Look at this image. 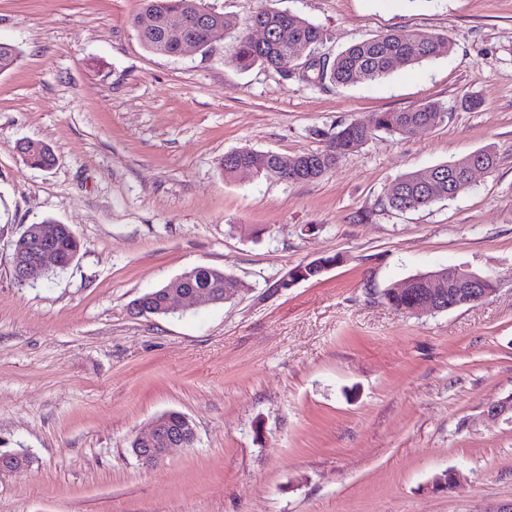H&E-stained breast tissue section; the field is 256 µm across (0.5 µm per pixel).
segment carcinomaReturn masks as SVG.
Returning a JSON list of instances; mask_svg holds the SVG:
<instances>
[{
	"mask_svg": "<svg viewBox=\"0 0 512 512\" xmlns=\"http://www.w3.org/2000/svg\"><path fill=\"white\" fill-rule=\"evenodd\" d=\"M252 25L265 27L268 39L259 45L249 36L235 37L229 55L242 69L259 64L287 73L295 61L324 37L322 28L290 11L261 10L252 16ZM133 26L146 49L167 56L178 54L181 43L188 40L195 41L202 49L207 48L214 32L222 34L234 28L228 17L206 11L203 0H144ZM449 50L445 37L421 31H397L356 43L332 61H322L317 79L342 86L373 82L396 70L395 60L402 67H412L433 61ZM20 54L17 46L0 43V71L12 67ZM447 116L445 106L429 102L406 111L381 112L368 127L357 121L345 123L337 131L326 134L327 146L322 150L287 157L271 151L241 148L224 155V175L235 176L245 170L256 177L310 182L335 168L341 158L359 151L377 132L409 137L419 127L436 126ZM23 160L31 166L48 168L54 165L55 155L49 146L39 142L34 148L23 150ZM469 160L467 156L426 171L404 174L396 183L400 194L386 195L384 206L407 212L457 197L470 187ZM52 245L60 258L59 271L67 269L81 250L80 241L66 224L56 227ZM177 284L185 288H209L227 300L246 288L235 276L204 265L190 269L183 273L182 280H171L164 287Z\"/></svg>",
	"mask_w": 512,
	"mask_h": 512,
	"instance_id": "cac0c4a2",
	"label": "carcinoma"
}]
</instances>
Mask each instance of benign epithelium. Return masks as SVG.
I'll use <instances>...</instances> for the list:
<instances>
[{
	"instance_id": "1",
	"label": "benign epithelium",
	"mask_w": 512,
	"mask_h": 512,
	"mask_svg": "<svg viewBox=\"0 0 512 512\" xmlns=\"http://www.w3.org/2000/svg\"><path fill=\"white\" fill-rule=\"evenodd\" d=\"M52 232L44 227H34L24 235V240L40 239L45 241L41 248L34 253H29L25 245L18 244L14 247L10 257V266L14 280L19 284H25L30 280L32 271H44L49 267L58 265L56 252L47 241L51 240ZM458 284L461 290L448 291L444 288V281ZM424 282L427 287V296L414 300L401 311L410 315H433L444 310L454 309L463 305L483 301L489 298L495 289L485 287V277L467 267H450L448 271L437 270L424 273ZM166 294V309L173 311L179 301L201 302L211 300L209 290L206 288H182L176 290L168 288ZM484 418L493 423L501 422L512 425V396L503 398L490 404L484 411ZM138 447L132 452L146 466L152 461L164 459L169 452L183 444V436L169 431L166 423L155 419L149 430L141 432L134 437ZM29 465V456L25 450L0 449V473L15 472Z\"/></svg>"
}]
</instances>
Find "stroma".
Here are the masks:
<instances>
[{"instance_id":"1","label":"stroma","mask_w":512,"mask_h":512,"mask_svg":"<svg viewBox=\"0 0 512 512\" xmlns=\"http://www.w3.org/2000/svg\"><path fill=\"white\" fill-rule=\"evenodd\" d=\"M236 24L209 52H149L143 0H0V512H479L512 501V0H205ZM261 10L320 26L334 58L397 30L451 51L370 83L301 81L229 58ZM477 98L468 107L466 98ZM436 101L447 120L377 133L309 183L225 176L226 153L285 156L376 113ZM49 145L26 165L16 146ZM495 147L456 198L396 212L405 173ZM369 213L367 222L358 216ZM67 224L64 272L18 284L27 225ZM340 264L269 290L291 268ZM200 265L247 289L224 304L137 316L131 304ZM444 266L491 276L487 300L408 316L378 292ZM195 443L146 468L132 438L168 411ZM458 473L455 489L434 478ZM34 146L31 140H26L18 143V147L23 150V160L31 166H44L48 168L55 163V155L49 146L41 142H36ZM27 146L33 147V149L27 148ZM27 148V149H26Z\"/></svg>"}]
</instances>
